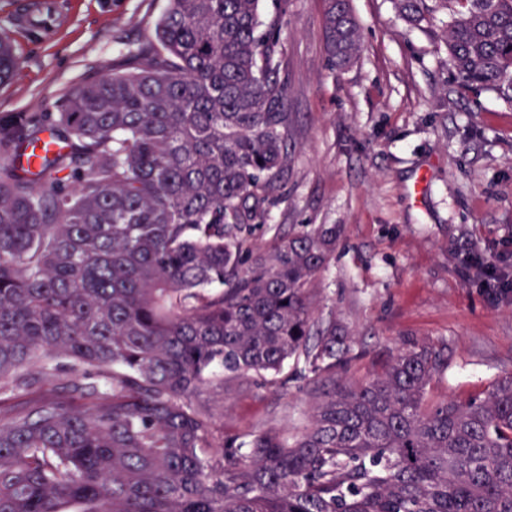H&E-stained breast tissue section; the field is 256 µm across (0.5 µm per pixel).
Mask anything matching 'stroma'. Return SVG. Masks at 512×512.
<instances>
[{
	"label": "stroma",
	"instance_id": "1",
	"mask_svg": "<svg viewBox=\"0 0 512 512\" xmlns=\"http://www.w3.org/2000/svg\"><path fill=\"white\" fill-rule=\"evenodd\" d=\"M0 0V28L24 59L0 87V117L53 111L72 86L121 62L129 46L155 44L168 0H52L51 32L34 39ZM362 51L332 70L323 0H262L281 19L282 76L295 116L292 162L258 243L305 224H337L336 256L318 282L327 306L358 338L349 374L363 379L400 337L445 340L451 364L438 396L466 398L512 373V304L491 293L467 260L512 254V102L489 89L459 94L428 26L412 27L393 0H352ZM430 186L406 194L420 170ZM225 436L308 420L301 381L287 390L229 383L214 395Z\"/></svg>",
	"mask_w": 512,
	"mask_h": 512
}]
</instances>
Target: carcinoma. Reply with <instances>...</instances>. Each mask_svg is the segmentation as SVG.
Returning <instances> with one entry per match:
<instances>
[{"label":"carcinoma","instance_id":"1","mask_svg":"<svg viewBox=\"0 0 512 512\" xmlns=\"http://www.w3.org/2000/svg\"><path fill=\"white\" fill-rule=\"evenodd\" d=\"M334 69L359 56L325 0ZM463 94L512 99V0H395ZM157 45L0 117V512H512V374L437 397L445 341L406 337L346 378L355 337L318 311L334 224L261 246L288 171L280 20L259 0H168ZM21 70L0 31V84ZM62 147L33 169L22 148ZM306 380L308 424L224 437L202 396ZM93 375L49 386L63 368Z\"/></svg>","mask_w":512,"mask_h":512}]
</instances>
